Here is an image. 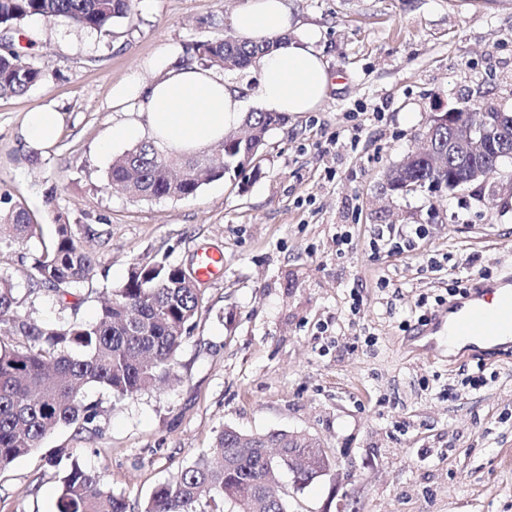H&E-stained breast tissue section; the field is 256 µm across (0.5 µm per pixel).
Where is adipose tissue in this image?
Wrapping results in <instances>:
<instances>
[{"mask_svg": "<svg viewBox=\"0 0 512 512\" xmlns=\"http://www.w3.org/2000/svg\"><path fill=\"white\" fill-rule=\"evenodd\" d=\"M234 23L254 38L276 40L271 52L256 58V96L261 111L299 114L314 111L325 100L331 77L314 48L316 32L291 35V14L285 0H245ZM151 81L130 76L112 89L113 105L132 108L137 119L119 125L101 143L109 153L114 143L152 140L176 153H195L221 141L238 126L247 102L241 87L194 61L174 64L169 53L150 63Z\"/></svg>", "mask_w": 512, "mask_h": 512, "instance_id": "1", "label": "adipose tissue"}]
</instances>
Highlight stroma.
<instances>
[{
    "instance_id": "stroma-1",
    "label": "stroma",
    "mask_w": 512,
    "mask_h": 512,
    "mask_svg": "<svg viewBox=\"0 0 512 512\" xmlns=\"http://www.w3.org/2000/svg\"><path fill=\"white\" fill-rule=\"evenodd\" d=\"M243 2L133 0L132 28L33 17L14 38L44 73L26 94L0 97V192L40 227L0 251L22 311L50 325L94 321L139 262L187 267L216 249L224 274L203 284L207 310L176 380L120 401L87 387L94 423L58 427L1 469L0 512H55L64 468L46 458L58 448L140 512L227 427L320 442L333 465L309 486L276 471L292 512H512V357L434 360L406 343L456 281L512 268V160L452 191L402 194L386 179L432 113L512 112V0H287L294 32L318 29L332 85L315 111L283 115L259 171L187 198L107 187L128 146L98 147L132 118L113 107V87L166 48L235 32ZM47 104L60 126L29 143L26 116ZM62 222L94 260L65 297L31 280ZM380 228L412 236L411 249H374Z\"/></svg>"
}]
</instances>
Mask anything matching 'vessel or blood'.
Segmentation results:
<instances>
[{"label": "vessel or blood", "instance_id": "b4317fda", "mask_svg": "<svg viewBox=\"0 0 512 512\" xmlns=\"http://www.w3.org/2000/svg\"><path fill=\"white\" fill-rule=\"evenodd\" d=\"M224 255L218 251L202 254L197 263L199 279L207 280L222 273ZM431 337L421 350L435 356L442 342L468 341L471 354H479V342L512 336V272L500 279L485 281L467 289L464 294L449 298L433 314Z\"/></svg>", "mask_w": 512, "mask_h": 512}]
</instances>
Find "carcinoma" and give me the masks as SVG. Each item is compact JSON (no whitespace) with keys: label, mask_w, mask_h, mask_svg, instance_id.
<instances>
[{"label":"carcinoma","mask_w":512,"mask_h":512,"mask_svg":"<svg viewBox=\"0 0 512 512\" xmlns=\"http://www.w3.org/2000/svg\"><path fill=\"white\" fill-rule=\"evenodd\" d=\"M63 17L78 28L107 33L118 22L133 21L132 0H0V27L16 31L28 17ZM276 47V42L252 40L230 33L220 42L197 40L190 58L211 67L247 68L253 59ZM43 79L42 70L13 48H0V96L23 95ZM483 138L507 131L512 135V112L487 104L475 113ZM280 116L246 113L243 138H224L223 160L209 154L176 155L143 141L117 157L107 173V185L119 186L142 200L186 198L213 178L239 176L257 167L270 130ZM423 135L432 137L438 151L448 153L452 139L446 124L431 118ZM387 180L405 192L438 186L448 170L433 157L408 154L389 169ZM12 235L0 240L9 248L35 235L29 214L0 194V227ZM93 259L77 241L69 224H60L54 242L35 259L33 284L66 294L87 279ZM198 280L192 275V281ZM187 281L180 267L164 262L135 264L126 280L113 290L92 323L76 318L44 327L20 310L13 282L0 275V469L39 448L52 429L77 425L85 429L98 416V406L84 402V390L98 385L117 400L167 382L175 372L183 339L193 328L205 303V293ZM267 445L288 455L317 448L313 438L286 431L245 434L231 427L217 436L211 457H202L170 483L159 486L143 512H222L220 505L236 504V512H289L288 500L268 480L272 462ZM332 467L328 458L294 483L305 487ZM56 512H128L124 496L105 490L99 476L72 460L61 480Z\"/></svg>","instance_id":"obj_1"}]
</instances>
